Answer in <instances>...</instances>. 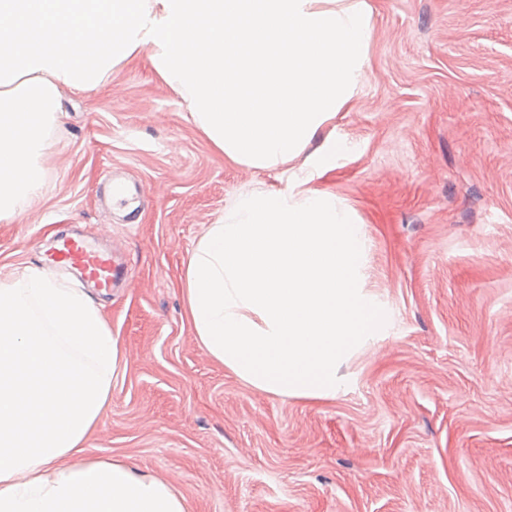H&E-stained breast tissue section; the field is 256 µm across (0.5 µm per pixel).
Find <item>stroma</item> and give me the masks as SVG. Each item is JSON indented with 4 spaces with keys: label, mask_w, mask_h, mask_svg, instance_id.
Instances as JSON below:
<instances>
[{
    "label": "stroma",
    "mask_w": 512,
    "mask_h": 512,
    "mask_svg": "<svg viewBox=\"0 0 512 512\" xmlns=\"http://www.w3.org/2000/svg\"><path fill=\"white\" fill-rule=\"evenodd\" d=\"M368 3L364 84L290 163L226 158L141 56L66 94L39 197L0 221L8 271L75 230L126 258L129 286L95 296L126 362L85 456L189 512H512V0ZM328 137L348 150L316 185L355 214L392 323L336 398L276 396L199 346L181 278L237 191L286 188ZM111 176L161 195L108 211Z\"/></svg>",
    "instance_id": "obj_1"
}]
</instances>
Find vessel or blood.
<instances>
[{
  "label": "vessel or blood",
  "instance_id": "vessel-or-blood-1",
  "mask_svg": "<svg viewBox=\"0 0 512 512\" xmlns=\"http://www.w3.org/2000/svg\"><path fill=\"white\" fill-rule=\"evenodd\" d=\"M55 257L68 262L83 281L104 291L120 287L126 277L124 267L116 262L111 251L80 232L61 240Z\"/></svg>",
  "mask_w": 512,
  "mask_h": 512
}]
</instances>
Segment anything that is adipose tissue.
Instances as JSON below:
<instances>
[{"label":"adipose tissue","mask_w":512,"mask_h":512,"mask_svg":"<svg viewBox=\"0 0 512 512\" xmlns=\"http://www.w3.org/2000/svg\"><path fill=\"white\" fill-rule=\"evenodd\" d=\"M370 36L365 0H0V220L43 187L64 91L148 54L217 150L270 168L350 100ZM342 153L327 139L286 189L239 192L186 266L199 345L270 394L335 396L341 364L391 323L359 285L349 211L310 186ZM122 358L91 294L38 266L0 275V512H188L165 481L83 458Z\"/></svg>","instance_id":"adipose-tissue-1"}]
</instances>
